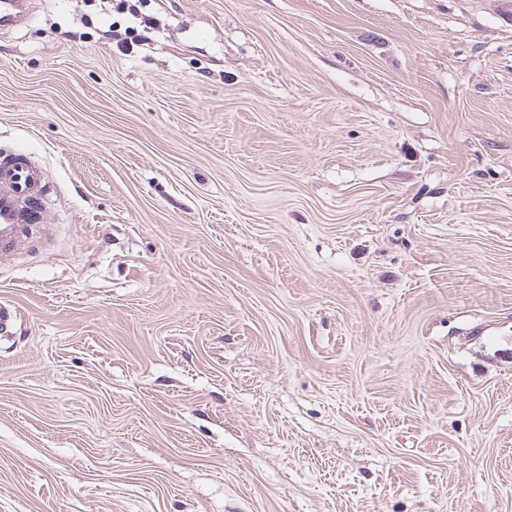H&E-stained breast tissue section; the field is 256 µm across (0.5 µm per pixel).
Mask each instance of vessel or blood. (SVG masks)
<instances>
[{
  "mask_svg": "<svg viewBox=\"0 0 512 512\" xmlns=\"http://www.w3.org/2000/svg\"><path fill=\"white\" fill-rule=\"evenodd\" d=\"M25 0H0V29L25 16ZM49 197L42 168L24 153L0 150V263L34 248V221Z\"/></svg>",
  "mask_w": 512,
  "mask_h": 512,
  "instance_id": "obj_1",
  "label": "vessel or blood"
}]
</instances>
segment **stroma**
<instances>
[{
	"label": "stroma",
	"mask_w": 512,
	"mask_h": 512,
	"mask_svg": "<svg viewBox=\"0 0 512 512\" xmlns=\"http://www.w3.org/2000/svg\"><path fill=\"white\" fill-rule=\"evenodd\" d=\"M30 3L0 512H512L495 0ZM49 197L42 168L24 153L0 149V264L34 249V224Z\"/></svg>",
	"instance_id": "obj_1"
}]
</instances>
